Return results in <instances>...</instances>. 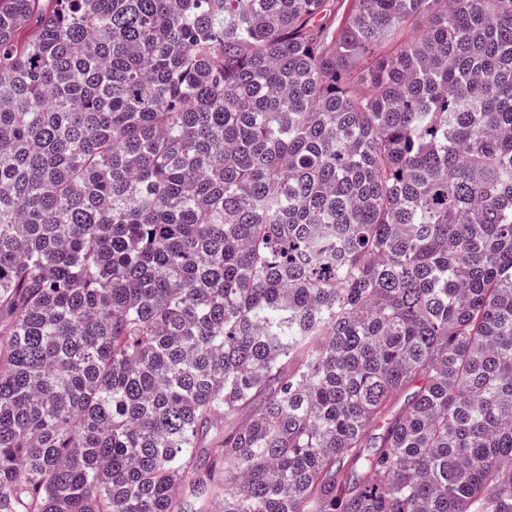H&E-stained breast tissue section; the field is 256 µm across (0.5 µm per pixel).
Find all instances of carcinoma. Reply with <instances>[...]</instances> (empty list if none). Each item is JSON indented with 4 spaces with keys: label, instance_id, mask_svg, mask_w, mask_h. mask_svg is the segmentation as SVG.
I'll return each mask as SVG.
<instances>
[{
    "label": "carcinoma",
    "instance_id": "obj_1",
    "mask_svg": "<svg viewBox=\"0 0 512 512\" xmlns=\"http://www.w3.org/2000/svg\"><path fill=\"white\" fill-rule=\"evenodd\" d=\"M344 2L0 0V512H512V0Z\"/></svg>",
    "mask_w": 512,
    "mask_h": 512
}]
</instances>
